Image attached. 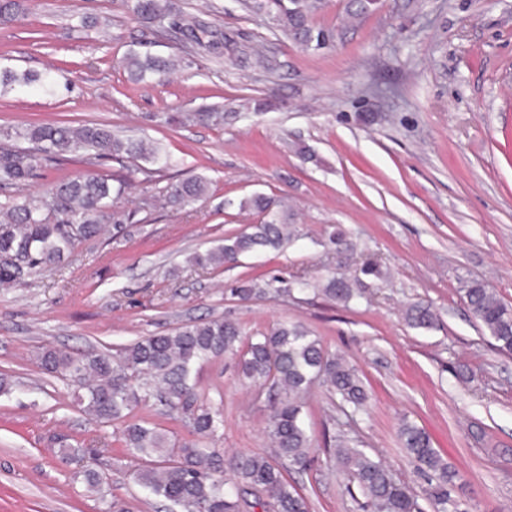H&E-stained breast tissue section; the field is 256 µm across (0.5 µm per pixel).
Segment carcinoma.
<instances>
[{"mask_svg": "<svg viewBox=\"0 0 512 512\" xmlns=\"http://www.w3.org/2000/svg\"><path fill=\"white\" fill-rule=\"evenodd\" d=\"M325 0H247L249 11L276 23L285 37L308 50L330 45L333 32L316 25ZM133 18L148 28L170 22L193 46L217 50L209 26L195 17H177L172 0H128ZM377 9L376 0H348L344 20L353 24ZM24 11L22 0H0V23L7 24ZM121 65L133 82L151 75L166 76L178 59L142 54L131 49ZM38 86L52 94L56 79L51 71L19 73L0 66V92ZM183 122L224 125V113L204 108L183 113ZM6 141L35 144L31 151L6 149L0 153V190L14 191L37 168L65 154H86L94 164L110 158H131L167 168L170 159L149 140L121 138L105 124L81 126L17 125L0 131ZM210 180L190 175L167 186L163 206L182 210L205 199ZM128 183L111 184L88 172L57 181L44 196L15 195L0 203V286L12 287L38 273L52 270L74 257L78 246L101 234L104 224H136V212L116 205ZM241 211H254L262 221L250 230L224 238V243L188 260L196 270L232 264L260 250H281L295 237L288 202L261 193L226 201ZM328 252L336 257L353 251L344 233L329 235ZM384 281L387 271L373 260L353 270L336 271L324 280L296 276L290 281L274 277L260 285L244 281L232 292L249 301L274 289L278 294L313 292L343 306L365 297L362 278ZM460 291L493 346L512 354V307L485 284L466 281ZM406 320L428 329L437 316L431 305L408 306ZM239 357L240 377L254 386L270 385L267 405L268 437L273 448L263 452L223 455L208 446L224 426L223 414L202 398L195 376L210 360L224 354ZM43 371L76 387L79 409L100 423H119L124 447L142 461L135 482L151 496L169 503V512H310L307 498L289 480L314 461L315 439L305 412L304 397L316 384L338 397L342 409L363 410L369 394L358 368L344 355L329 351L322 340L300 324L278 322L259 336L224 318L183 324L165 334L145 336L123 347L117 355L88 349L79 353L43 347L34 355ZM155 402L168 415L184 423L189 438L175 441L158 427L133 416L140 405ZM400 436L408 456L426 478L423 495L433 512H467L453 496L455 474L432 448L419 427L402 423ZM111 452L105 441L96 443L82 476L89 490L107 496V485L94 467L96 457ZM329 467L349 475L364 496L363 512H422L417 494L397 480L380 458L341 441L326 451Z\"/></svg>", "mask_w": 512, "mask_h": 512, "instance_id": "obj_1", "label": "carcinoma"}]
</instances>
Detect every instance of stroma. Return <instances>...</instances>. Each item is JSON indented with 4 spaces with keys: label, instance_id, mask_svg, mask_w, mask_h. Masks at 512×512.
Instances as JSON below:
<instances>
[{
    "label": "stroma",
    "instance_id": "obj_1",
    "mask_svg": "<svg viewBox=\"0 0 512 512\" xmlns=\"http://www.w3.org/2000/svg\"><path fill=\"white\" fill-rule=\"evenodd\" d=\"M182 12L234 37L223 54L194 53L172 29L142 28L125 0H27L0 25V56L21 70L53 71L59 90L0 96V127L101 123L159 141L173 161L147 175L139 160L88 165L69 156L37 169L23 188L43 194L62 177L94 171L124 178L121 207L138 221L108 224L72 261L27 283L0 288V373L15 385L0 398V512H106L88 490L80 449L110 443L95 468L110 501L125 512H159L133 480L140 462L115 424L82 413L72 386L40 370L42 347L112 353L140 337L209 317L264 332L301 322L329 350L360 369L372 395L366 413L347 416L321 386L305 398L320 447L344 437L369 448L414 490L425 480L405 456L398 430L410 422L457 472L455 496L469 512H512V355L499 353L459 292L478 280L512 305V0H380L359 23L343 24L345 0H328L317 22L332 45L303 49L242 0H175ZM183 57L165 82L133 83L120 64L137 42ZM264 45L268 71L241 45ZM273 97L275 111L255 114ZM203 105L240 112L224 126L162 125ZM312 160H302L299 148ZM199 173L210 194L175 211L151 205L170 183ZM261 192L295 204L297 239L232 267L206 272L189 255L257 223L233 200ZM341 226L360 258L390 275L344 307L314 294L270 293L248 302L239 282L306 273L324 279L336 265L324 243ZM433 307V328L408 325L409 304ZM198 391L224 413L213 447L260 452L266 394L240 381L236 360L204 367ZM311 512H360L347 475L317 458L294 477Z\"/></svg>",
    "mask_w": 512,
    "mask_h": 512
}]
</instances>
